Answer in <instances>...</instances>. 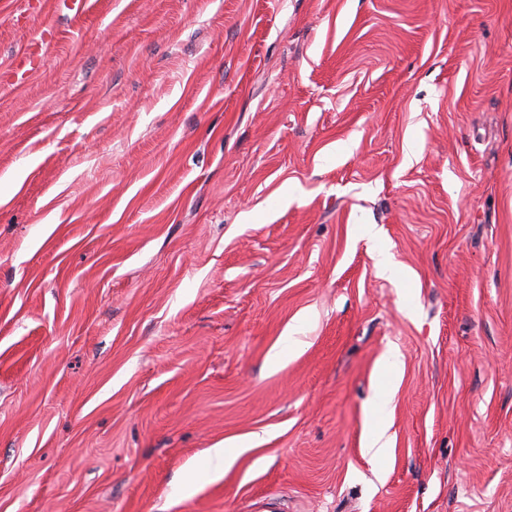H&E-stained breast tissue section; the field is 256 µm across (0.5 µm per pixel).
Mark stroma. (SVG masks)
<instances>
[{"instance_id":"obj_1","label":"stroma","mask_w":512,"mask_h":512,"mask_svg":"<svg viewBox=\"0 0 512 512\" xmlns=\"http://www.w3.org/2000/svg\"><path fill=\"white\" fill-rule=\"evenodd\" d=\"M26 14L0 512H512V0ZM46 37L42 36L39 40L31 42L23 55L15 62L10 70L15 82H20L25 75L39 68L44 62L46 50Z\"/></svg>"}]
</instances>
